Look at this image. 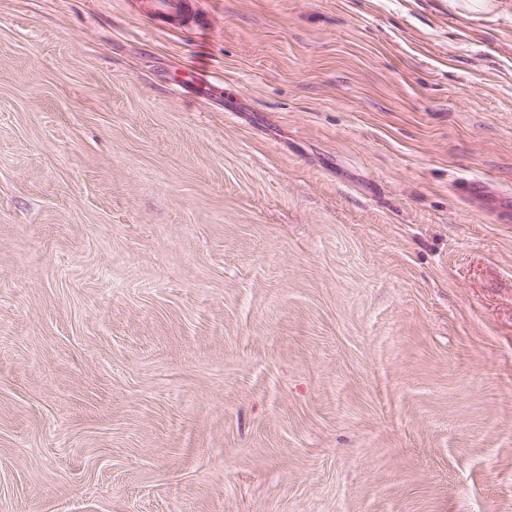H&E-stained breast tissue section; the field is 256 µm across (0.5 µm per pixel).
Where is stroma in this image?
<instances>
[{"label": "stroma", "mask_w": 512, "mask_h": 512, "mask_svg": "<svg viewBox=\"0 0 512 512\" xmlns=\"http://www.w3.org/2000/svg\"><path fill=\"white\" fill-rule=\"evenodd\" d=\"M196 2L0 0V512H512V0ZM151 1L148 10L156 20L191 28L196 40L201 44L210 36L209 15L200 10L197 5L193 10L189 0Z\"/></svg>", "instance_id": "35a3bbf8"}]
</instances>
